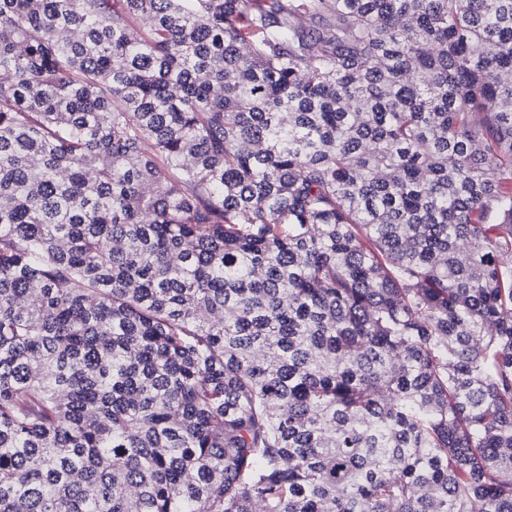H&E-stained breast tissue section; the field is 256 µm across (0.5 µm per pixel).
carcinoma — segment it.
<instances>
[{
    "instance_id": "1",
    "label": "carcinoma",
    "mask_w": 512,
    "mask_h": 512,
    "mask_svg": "<svg viewBox=\"0 0 512 512\" xmlns=\"http://www.w3.org/2000/svg\"><path fill=\"white\" fill-rule=\"evenodd\" d=\"M0 70V512H512V0H0Z\"/></svg>"
}]
</instances>
